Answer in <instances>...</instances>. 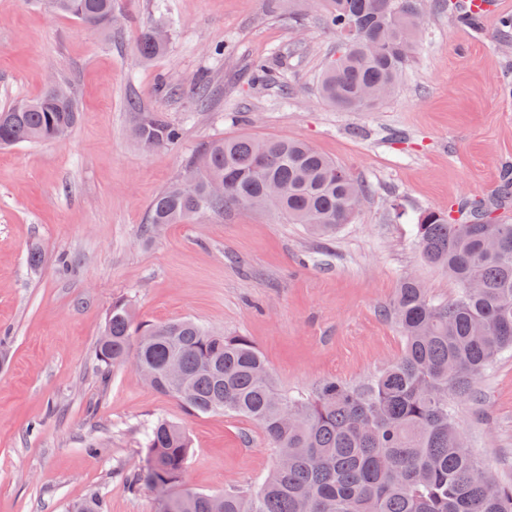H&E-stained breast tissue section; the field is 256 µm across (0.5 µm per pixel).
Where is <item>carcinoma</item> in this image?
<instances>
[{
  "mask_svg": "<svg viewBox=\"0 0 512 512\" xmlns=\"http://www.w3.org/2000/svg\"><path fill=\"white\" fill-rule=\"evenodd\" d=\"M325 22L339 39L324 68L320 98L342 111L376 103L370 92L394 88L418 30L420 0H324ZM58 14L112 30L117 0H48ZM169 30L150 26L137 52L149 62L169 48ZM82 118L74 94L39 96L0 108V146L63 141ZM132 135L148 150L171 146L179 130L155 112L139 113ZM153 199L146 224H188L247 207L271 183L267 202L290 224L320 239L354 218L363 188L310 144L250 135L217 139L186 162ZM502 202L428 210L415 224L422 259L448 270L459 286L449 300L404 277L390 306L402 339L398 358L371 379H332L312 395L281 392L265 358L247 336H226L190 319L139 322L129 300L106 313L95 356L101 376L130 361L155 376L154 388L175 397L190 416L224 412L255 423L277 452L271 471L250 488L218 494L183 486L192 452L186 428L161 418L145 432V467L126 476L165 497L163 512H512V485L497 481L470 451L452 402L469 399L475 383L512 352V223L496 215ZM180 378L168 376L170 364ZM66 512H104L90 496Z\"/></svg>",
  "mask_w": 512,
  "mask_h": 512,
  "instance_id": "carcinoma-1",
  "label": "carcinoma"
}]
</instances>
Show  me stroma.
I'll return each mask as SVG.
<instances>
[{
	"label": "stroma",
	"instance_id": "1",
	"mask_svg": "<svg viewBox=\"0 0 512 512\" xmlns=\"http://www.w3.org/2000/svg\"><path fill=\"white\" fill-rule=\"evenodd\" d=\"M495 2L464 27L433 0L400 83L348 112L317 94L338 42L321 0H119L126 20L108 35L46 0H0V106L61 76L83 114L66 141L0 149V512H64L92 495L105 512H157L151 485L124 482L157 417L190 434L185 487H250L272 468L274 448L246 418L186 416L130 364L101 378L95 346L116 298L143 321L190 317L250 337L286 392L359 384L397 358L387 310L400 279L439 298L457 292L422 261L415 217L498 199L512 162V37L499 25L512 0ZM168 23L169 50L141 65V29ZM258 60L267 82L251 80ZM165 82L175 92L162 97ZM142 112L163 113L179 141L148 150L131 139ZM242 134L303 140L335 160L366 190L352 223L324 243L275 211L229 207L145 233L151 201L188 158ZM454 410L467 447L512 484V354Z\"/></svg>",
	"mask_w": 512,
	"mask_h": 512
}]
</instances>
